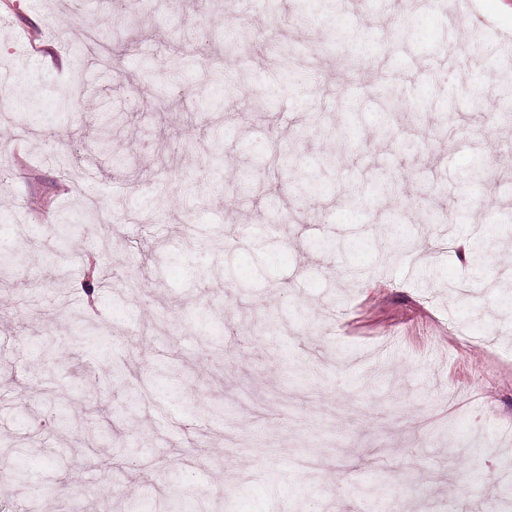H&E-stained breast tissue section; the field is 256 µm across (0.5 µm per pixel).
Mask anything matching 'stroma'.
Listing matches in <instances>:
<instances>
[{"label":"stroma","mask_w":512,"mask_h":512,"mask_svg":"<svg viewBox=\"0 0 512 512\" xmlns=\"http://www.w3.org/2000/svg\"><path fill=\"white\" fill-rule=\"evenodd\" d=\"M280 7L256 41L315 49L268 104L252 46L228 61L209 45L230 94L195 61V34L253 26L246 0L131 13L113 41L137 50L108 71L82 47L110 0L0 8V253L14 257L0 279V464L28 473L0 478V512H126L141 498L164 512L175 479L216 490L213 512H388L395 499L406 512H488L484 492L512 457V120L496 114L512 10L442 0L399 38L405 0H343L334 28L354 39L336 44L290 22L296 0ZM462 26L482 38L460 39ZM181 51L193 64L173 82L161 61ZM75 73L82 94L64 115ZM204 98L222 111L199 112ZM315 109L350 127L349 145L311 127ZM102 112L128 116L110 156L88 135ZM444 122L451 138L434 134ZM275 151L287 165L272 191L242 203L239 172L263 174ZM298 167L323 183L300 211ZM352 186L364 207L344 204ZM155 194L166 212L135 223ZM89 202L102 223L53 241ZM427 208L455 220L428 223ZM460 240L483 247L482 268ZM93 261L112 285L91 307L80 283ZM95 311L118 341L77 344ZM116 356L127 372L110 382ZM132 392L143 404L128 413ZM63 411L71 426H54ZM89 418L105 449L85 440ZM103 453L123 467L99 465Z\"/></svg>","instance_id":"35a3bbf8"}]
</instances>
